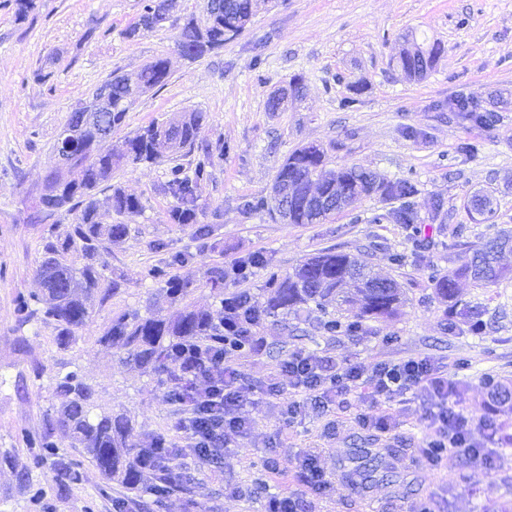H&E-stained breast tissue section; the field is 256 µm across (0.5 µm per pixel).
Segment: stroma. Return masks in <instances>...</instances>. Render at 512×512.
Segmentation results:
<instances>
[{"label": "stroma", "instance_id": "obj_1", "mask_svg": "<svg viewBox=\"0 0 512 512\" xmlns=\"http://www.w3.org/2000/svg\"><path fill=\"white\" fill-rule=\"evenodd\" d=\"M143 0H36L27 16L14 0H0V512H266L268 497L299 491L295 456L315 450L329 488L311 496V512H512V445L486 444L495 466L473 461L466 449L444 454L433 467L414 459L424 416L434 400L424 392L378 406L398 425L382 433L360 426L367 410L350 395L325 410L303 409L284 424L277 407L256 399L248 410L252 436L232 443L219 466L181 459L190 492L163 501L137 496L85 461L62 431L48 433V417L60 404L58 379L75 372L96 391L100 407L128 415L138 447L167 434L176 415L155 376L121 366L119 349L98 342L113 313L168 314L170 301L153 272L169 252L192 255L179 275L196 279L213 264L231 266L249 252L271 255L279 273L329 248L355 255L401 286L398 313L369 321L355 336H324L311 321L269 319L258 355L227 358L246 382L261 388L289 353L320 352L340 361L374 365L415 354L430 357L464 384L461 405L473 419L494 418L512 435V412L492 396L512 389V279L481 288L462 300L482 313L485 331L464 323L447 327L432 277L458 267L462 255L503 230L512 231V0H258L252 23L234 41L196 60L180 56L176 32L165 29L128 38ZM441 42L444 52L423 79L409 80L389 66L404 35ZM170 62L166 86L143 94L128 112L121 134L193 109L205 112L200 140L223 145L212 176L198 188L207 205L200 221L213 225L212 244L193 226L171 223L172 198L163 191L171 165L126 166L112 177L143 210L120 216L101 208L103 223H125L129 235L103 259L124 286L95 305L91 319L68 345L52 326L23 322L21 301L41 294L37 267L41 242L59 224L32 219L43 178L55 163L54 144L72 104L90 97L113 73L135 75L148 62ZM302 77L305 95L284 111L266 109L269 95ZM360 93H353V86ZM465 99L491 113L481 124L452 112ZM320 145L328 167L356 165L393 180L416 183L413 199L422 233L397 223L398 201L363 196L320 224H286L248 202L269 195L276 172L296 148ZM465 143L475 153L462 152ZM498 202L495 221H475L464 199L475 191ZM459 240H451L456 225ZM406 254L403 264L392 256ZM52 447H43L44 437ZM386 454L387 476L359 486L346 473L363 452ZM277 459L279 474L268 469ZM78 463L79 477L60 484L56 464Z\"/></svg>", "mask_w": 512, "mask_h": 512}]
</instances>
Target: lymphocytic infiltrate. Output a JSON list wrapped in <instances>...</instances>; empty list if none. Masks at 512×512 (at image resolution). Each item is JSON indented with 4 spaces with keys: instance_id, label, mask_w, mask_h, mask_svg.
<instances>
[{
    "instance_id": "f902f5d3",
    "label": "lymphocytic infiltrate",
    "mask_w": 512,
    "mask_h": 512,
    "mask_svg": "<svg viewBox=\"0 0 512 512\" xmlns=\"http://www.w3.org/2000/svg\"><path fill=\"white\" fill-rule=\"evenodd\" d=\"M226 347L191 345L174 354L182 378L191 395L171 426L176 438H186V445L176 444L146 453V470L163 467L178 475L177 461L192 455L199 460L219 461L225 448L236 439L250 436L256 422L247 406L251 388L238 366L226 360ZM426 388L440 398L444 407L437 418L438 430L426 437L424 448L439 451L467 448L473 458L492 464L490 455L480 453V438L495 430L493 420L477 423L460 408L456 382L435 368L428 357L402 356L372 366L338 362L316 353L294 352L280 365L279 373L264 391L266 399L287 397L283 412L296 417L305 406L323 407L334 399L358 391H367L373 402L389 401Z\"/></svg>"
}]
</instances>
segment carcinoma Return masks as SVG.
<instances>
[{"label":"carcinoma","instance_id":"1","mask_svg":"<svg viewBox=\"0 0 512 512\" xmlns=\"http://www.w3.org/2000/svg\"><path fill=\"white\" fill-rule=\"evenodd\" d=\"M179 12L180 0H172L170 15L158 21L152 18L148 3L127 31V37L173 27L178 30L176 45L196 60L236 39L255 15L253 0H219L203 25L195 15L181 16ZM441 53L438 43L418 44L416 52L404 48L390 59V64L406 78L419 80L434 68ZM168 78V62L163 58L144 65L132 82L115 73L103 83L110 91L112 111L101 112L96 120L82 125L72 111L66 121V125L78 128V146L71 152L68 164L70 177L63 183L46 178L38 197L36 220L54 219L65 212L74 216V223L64 233L44 238L37 268L44 297L36 299L40 303L38 308L30 307L27 302L20 308L22 321L36 319L52 325L62 344L74 340L77 330L91 319L96 294H101L103 302L120 290V280L106 275L102 254L109 244L128 236L130 228L127 224L100 222L97 194L104 188L109 190L108 201L117 214H138L143 205L139 198L112 185V173L129 164L160 163L196 154L191 171L180 165L171 168V178L163 191L173 199L168 212L172 223L196 225V235L201 239L212 236L211 225L198 223L204 205L196 194L197 185L210 178L214 167L212 148L198 142L205 113L193 110L174 120L151 123L111 145L98 138L101 132L115 133L124 123L132 103L147 91L165 86ZM276 179L295 196L288 208L290 224H318L330 217L326 210H312L300 203L298 195L311 182L318 183L331 198L375 194L383 199L399 200L401 205L394 212L395 219L407 225L418 221L411 201L417 192L413 183L406 179H380L357 166L327 169L324 151L317 145L295 149L279 167ZM496 206V199L483 192L474 193L464 202L468 212L483 221L494 217ZM511 252L512 233L504 231L485 240L459 267L434 278L435 294L446 304L447 313L466 319L469 330L476 336L483 329L480 313L467 306L460 307V283L491 286L511 279L512 267L502 263L503 256ZM189 260L186 252H172L165 267L155 272V277L164 283L165 294L172 302L180 303V308L164 316L155 313L143 316L137 311L115 314L99 337V342L107 346L117 344L124 349V363L165 378L174 395L179 394L182 378L174 366L173 351L184 345L222 344L226 336H249L252 341H240L236 347L244 346L250 353L258 354L262 346L260 332L270 318L316 311L321 314L318 325L324 333L351 334L366 321L395 315L405 302L396 281L371 275L357 257L342 251L320 252L286 276L275 271L272 258L264 252H250L238 258L234 269L238 279L245 281L258 271L265 272L258 294L247 288H228V273L220 265L207 268L196 281L170 274V270L188 264ZM105 281L109 282L107 288L101 287ZM198 288L209 289L219 300L220 318L189 302ZM332 302L337 307L334 315L328 311ZM56 390L62 401L54 423L70 432L73 447L81 449V454L107 478L124 488L147 494L161 491L162 479L146 474L141 468L140 449L130 441L132 427L127 416L110 411L91 416L97 407L95 389L73 373L66 374Z\"/></svg>","mask_w":512,"mask_h":512}]
</instances>
